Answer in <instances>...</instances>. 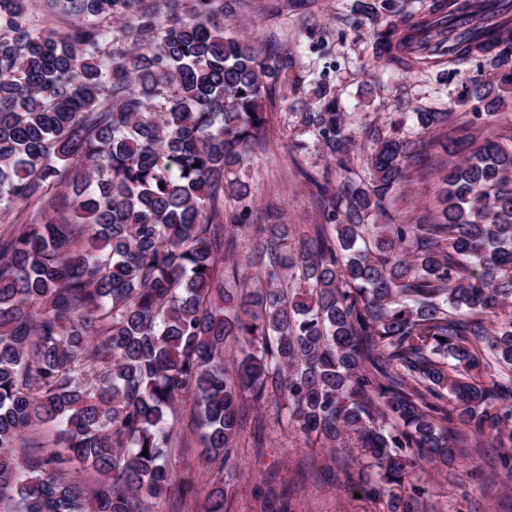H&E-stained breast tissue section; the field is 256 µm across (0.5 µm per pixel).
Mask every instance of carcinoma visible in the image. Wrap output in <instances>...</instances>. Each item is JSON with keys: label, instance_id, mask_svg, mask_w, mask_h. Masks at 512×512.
<instances>
[{"label": "carcinoma", "instance_id": "1", "mask_svg": "<svg viewBox=\"0 0 512 512\" xmlns=\"http://www.w3.org/2000/svg\"><path fill=\"white\" fill-rule=\"evenodd\" d=\"M456 2L377 27L373 66L511 63L512 0H468V30ZM45 4L53 26L0 0V512H186L199 491L224 512L246 394L276 396L306 443L359 449L390 512H422V473L466 431L512 443V133L444 166L435 212L375 220L429 150L496 128L512 71L468 78L452 137L429 139L451 113L420 109L410 133L364 128L363 177L310 178L324 223L298 240L271 205L243 263L239 172L293 56L224 27V0ZM314 84L296 126L349 171L358 131ZM193 434L214 471L200 489L174 463Z\"/></svg>", "mask_w": 512, "mask_h": 512}]
</instances>
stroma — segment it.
<instances>
[{"label":"stroma","instance_id":"1","mask_svg":"<svg viewBox=\"0 0 512 512\" xmlns=\"http://www.w3.org/2000/svg\"><path fill=\"white\" fill-rule=\"evenodd\" d=\"M360 0H232L224 22L233 30L295 58L288 85L299 98H311L313 79L328 72L349 118L386 125L397 119L396 101L413 107L462 115L457 98L465 82L435 71L415 75L379 74L369 60L373 26L359 23ZM270 139L255 154V169L243 173L259 191L253 223H261L268 200L277 201L289 223L308 228L322 223L309 177H321L327 160L309 136L292 135L294 118L280 98L268 104ZM260 427H246L238 441L239 481L226 512H389L385 501L363 495L361 465L331 457L320 445L303 446L277 419L272 404L253 407ZM424 485V512H512V447L480 445L447 470L433 471Z\"/></svg>","mask_w":512,"mask_h":512}]
</instances>
